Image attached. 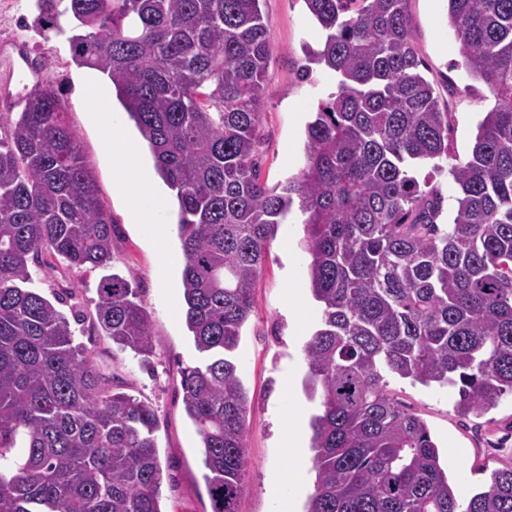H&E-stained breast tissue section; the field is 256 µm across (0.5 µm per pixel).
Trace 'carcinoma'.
Wrapping results in <instances>:
<instances>
[{
    "label": "carcinoma",
    "mask_w": 512,
    "mask_h": 512,
    "mask_svg": "<svg viewBox=\"0 0 512 512\" xmlns=\"http://www.w3.org/2000/svg\"><path fill=\"white\" fill-rule=\"evenodd\" d=\"M56 0H38L57 26ZM74 60L106 74L178 203L184 320L203 364L182 378L213 512L244 492L248 395L230 357L253 308L269 242L303 216L309 283L321 303L304 347L319 413L306 512H512V465L464 495L427 424L389 376L457 389L482 417L512 395V0H446L461 66L493 107L471 155H453L407 0H303L324 31L305 48L336 91L305 128L297 173L260 180L257 132L269 39L260 0H68ZM65 102L34 89L0 120V512H164L150 404L109 387L69 319L34 288L49 255L107 269L112 220L82 161ZM450 163L444 169L442 162ZM448 171L444 196L412 169ZM92 322L148 361V314L130 283L101 277ZM445 169H449V166L445 167ZM441 174L437 175L436 177H433L432 183H435L439 185V187L442 189V192L445 196V202H444V212L441 217V220L439 221L440 224H448L450 222L453 213H454V195H455V185L451 179V176L448 174V171H446Z\"/></svg>",
    "instance_id": "1"
}]
</instances>
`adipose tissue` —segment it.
<instances>
[{"mask_svg": "<svg viewBox=\"0 0 512 512\" xmlns=\"http://www.w3.org/2000/svg\"><path fill=\"white\" fill-rule=\"evenodd\" d=\"M84 94L93 105L92 116L112 159L113 183L125 195L131 218L144 225L149 238L154 242L161 256L158 277L161 282H168L172 263L168 246L169 199L159 187L152 170L143 162L140 142L127 135L123 126L116 121L110 104L111 91L106 80L98 74H91ZM307 420L306 406L300 402L294 403L280 431L283 450L292 464L277 476V485L299 489L307 482V469L303 464L306 456Z\"/></svg>", "mask_w": 512, "mask_h": 512, "instance_id": "obj_1", "label": "adipose tissue"}]
</instances>
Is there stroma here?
Wrapping results in <instances>:
<instances>
[{"label": "stroma", "instance_id": "1", "mask_svg": "<svg viewBox=\"0 0 512 512\" xmlns=\"http://www.w3.org/2000/svg\"><path fill=\"white\" fill-rule=\"evenodd\" d=\"M10 2L8 12L0 15V56L15 58L14 97L0 98V119L16 117L34 88L49 86L61 93L85 164L95 176L112 219L113 269L136 288L147 309L154 353L145 362L131 351L118 349L110 338L91 331L87 319L73 320L75 341L93 355L106 378L120 382L124 392L153 407L158 419L157 451L164 470L163 512H212L200 438L182 404V374L201 363L183 318V267H172L168 283L154 278L159 254L143 226L130 219L123 195L113 186L108 153L81 90L89 70L73 61L69 36L64 32L70 24L68 15L59 18L61 31L47 30L37 22L38 0ZM260 9L270 55L258 160L261 180L272 188L297 172L304 153L305 125L319 102L334 91L335 83L329 72L319 67L311 78L301 76L304 45L318 46L323 37L303 0H262ZM406 13L426 66L425 75L442 107L453 115L451 149L457 157H467L477 123L493 104L492 95L486 85L472 80L458 66L456 38L445 18L444 0H407ZM309 263L301 216L294 211L269 243L253 290V312L241 330L234 354L249 394L245 491L236 512H273L275 507L274 477L289 464L279 433L289 407L288 377H296L297 393L310 412L318 410L317 400L311 399L305 388L306 339L298 333L286 292L291 269H305ZM102 275L99 269L78 274L59 264L35 271L33 278L35 287L47 297L68 289L70 295L59 309L71 316L76 311L93 313ZM388 389L427 423L440 449L457 448V457H444L443 466L449 480L469 493L482 489L485 477L479 466L495 469L512 463L511 398H504L483 417L461 418L454 413L447 391L438 387L393 377Z\"/></svg>", "mask_w": 512, "mask_h": 512}]
</instances>
